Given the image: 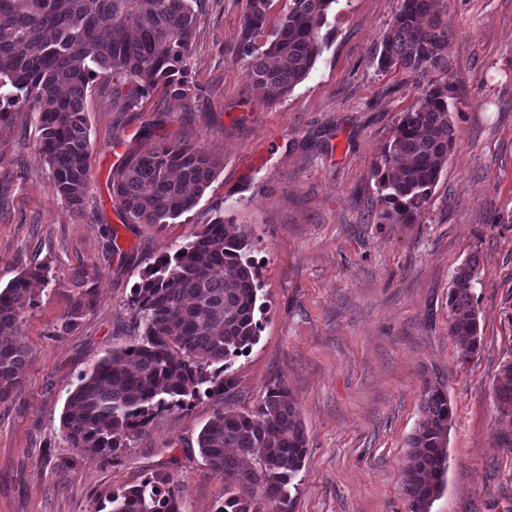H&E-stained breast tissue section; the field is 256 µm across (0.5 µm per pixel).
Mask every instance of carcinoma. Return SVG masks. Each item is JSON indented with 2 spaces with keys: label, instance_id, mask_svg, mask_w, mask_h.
<instances>
[{
  "label": "carcinoma",
  "instance_id": "carcinoma-1",
  "mask_svg": "<svg viewBox=\"0 0 512 512\" xmlns=\"http://www.w3.org/2000/svg\"><path fill=\"white\" fill-rule=\"evenodd\" d=\"M272 0H246L237 61L252 87L285 96L313 69L327 14L340 0H287L276 19ZM198 0H0V114L36 116L38 149L61 200L82 209L89 191L90 137L84 102L97 80L112 83V103L125 110L157 89L186 98V58L199 20ZM440 0H401L383 36L381 70L415 75L421 96L404 112L374 176L382 217L412 224L454 146L448 84V29ZM220 161L203 149L158 143L134 152L112 175V198L126 224H168L192 210ZM248 234L218 218L173 255L162 256L133 288L130 306L141 333L114 346L69 394L62 437L80 452L115 456L158 413L186 408L204 394L224 398L226 371L258 340L260 283ZM478 262L459 265L448 291V334L467 360L479 348L473 288ZM35 281L48 268L20 272L0 288V402L19 385L29 349L21 324L35 305ZM88 273H75L77 298L61 325L67 332L93 306ZM496 402L512 411V358L493 382ZM421 418L409 437L401 486L409 512H430L448 470L454 406L439 382L427 381ZM199 452L224 480L215 512H288L307 453L304 426L284 383L267 387L252 411H218L197 437ZM108 512H186L167 476L156 473L112 493Z\"/></svg>",
  "mask_w": 512,
  "mask_h": 512
}]
</instances>
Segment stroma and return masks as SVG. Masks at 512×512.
<instances>
[{
	"label": "stroma",
	"instance_id": "1",
	"mask_svg": "<svg viewBox=\"0 0 512 512\" xmlns=\"http://www.w3.org/2000/svg\"><path fill=\"white\" fill-rule=\"evenodd\" d=\"M244 5L200 0L187 98L157 91L122 112L110 90L88 91L81 212L55 190L34 115L0 119V287L49 269L23 318L31 357L0 403V512H99L158 471L188 512H215L224 482L197 435L215 412L253 409L277 382L307 434L291 512H408L401 470L427 379L456 408L430 512H512V414L492 391L512 356V0H443L455 145L414 224L382 218L374 177L420 96L414 75L371 62L400 0H339L315 67L274 99L234 59ZM145 134L223 163L197 205L165 226L123 223L111 198L113 169ZM219 217L249 235L265 304L258 342L228 371L231 389L159 413L117 458L76 453L60 415L80 375L136 335L130 298L148 268ZM473 256L481 340L463 360L448 334V289ZM82 269L95 274V305L63 334ZM66 457L73 466H60Z\"/></svg>",
	"mask_w": 512,
	"mask_h": 512
}]
</instances>
